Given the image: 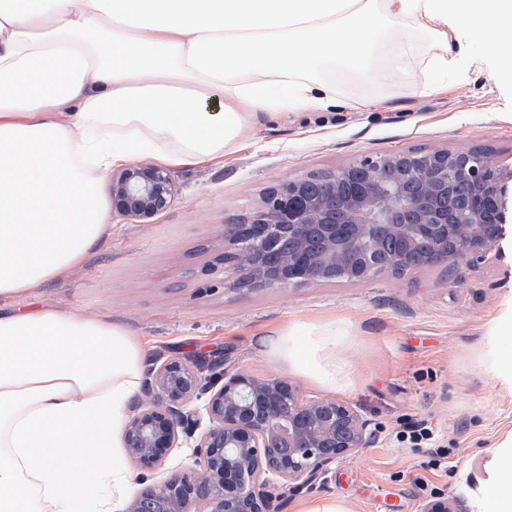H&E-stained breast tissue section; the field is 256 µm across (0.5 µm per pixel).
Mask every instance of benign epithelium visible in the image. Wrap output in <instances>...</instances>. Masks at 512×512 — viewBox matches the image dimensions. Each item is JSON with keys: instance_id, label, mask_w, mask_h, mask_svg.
<instances>
[{"instance_id": "7a95c632", "label": "benign epithelium", "mask_w": 512, "mask_h": 512, "mask_svg": "<svg viewBox=\"0 0 512 512\" xmlns=\"http://www.w3.org/2000/svg\"><path fill=\"white\" fill-rule=\"evenodd\" d=\"M176 189L166 169L133 163L112 180V210L147 223ZM507 187L498 166L471 151L410 152L363 159L332 172L312 193L309 178L281 182L248 224L224 226L227 251L247 250L245 266L224 263L240 288L327 282L338 270L366 282L380 267L470 268L505 233ZM399 249L382 260V242ZM223 383L175 359H157L134 407L124 447L152 470L169 448L193 442L191 472L152 487L125 512H277L280 482L311 484L336 460L369 445L371 421L332 400L303 401L286 379L237 372Z\"/></svg>"}]
</instances>
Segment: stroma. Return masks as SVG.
Here are the masks:
<instances>
[{
	"label": "stroma",
	"instance_id": "1",
	"mask_svg": "<svg viewBox=\"0 0 512 512\" xmlns=\"http://www.w3.org/2000/svg\"><path fill=\"white\" fill-rule=\"evenodd\" d=\"M432 53L415 37L401 67L381 64L372 78L337 75L336 108L257 115L251 136L223 159L170 167L178 193L168 210L147 224L113 216L98 251L12 307L106 314L141 338L148 357L206 361V377L220 359L225 373L285 378L306 399L329 394L276 368L261 340L293 324L337 321L350 336L340 355L352 385L334 397L371 419L374 438L312 486L286 490L278 512L336 497L353 512H421L435 497L482 512L484 465L512 444V384L496 367L498 354L512 350L502 332L512 323V89L493 78L495 60L468 30L448 44L455 69L413 79ZM414 150L482 154L508 185L506 233L464 276L421 266L366 282L240 290L225 274L224 226L250 222L282 180ZM419 420L438 433L445 457L398 440ZM192 454L170 449L150 471L123 456L129 497L185 471Z\"/></svg>",
	"mask_w": 512,
	"mask_h": 512
}]
</instances>
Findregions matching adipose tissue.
<instances>
[{"instance_id":"1","label":"adipose tissue","mask_w":512,"mask_h":512,"mask_svg":"<svg viewBox=\"0 0 512 512\" xmlns=\"http://www.w3.org/2000/svg\"><path fill=\"white\" fill-rule=\"evenodd\" d=\"M408 22L434 48L423 78L455 66L461 23L512 73V0H0V512H118L131 484L120 448L139 339L106 315L9 304L109 237L102 177L143 155L198 165L247 132L246 115L335 105L333 75L370 72ZM346 341L330 320L264 347L333 392L350 386ZM484 487L512 512V453Z\"/></svg>"}]
</instances>
